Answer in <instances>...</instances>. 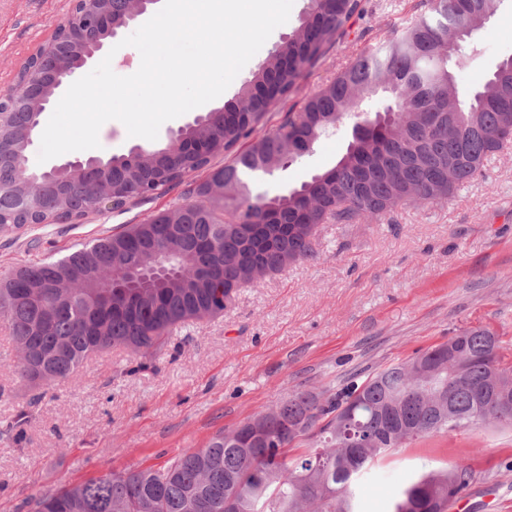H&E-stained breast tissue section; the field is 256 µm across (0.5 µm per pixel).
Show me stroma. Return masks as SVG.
<instances>
[{
	"mask_svg": "<svg viewBox=\"0 0 512 512\" xmlns=\"http://www.w3.org/2000/svg\"><path fill=\"white\" fill-rule=\"evenodd\" d=\"M309 0H294L287 24L210 108L223 106L299 27ZM363 13L296 93L275 103L263 124L275 129L316 88L360 53L399 36L419 0H362ZM69 0H0V94L14 87L27 59L48 42ZM451 63L456 85L480 86L512 56V0L463 43ZM353 122L321 137L291 166L257 183L275 192L330 169ZM182 188L123 211L33 228L0 227V273L55 260L71 247L138 224L183 203ZM487 329L512 348V149L485 174L441 203H411L381 219L320 225L313 257L260 285L238 288L224 312L171 330L149 369L133 372L121 348L90 356L52 387L27 386L19 355L0 323V427L28 407L22 439L0 434V512H29L39 494L112 472L160 466L186 448L287 400L295 391L336 389L353 375ZM467 463L474 479L460 512H512V428L482 424L395 449L372 467L359 491L370 512L410 477Z\"/></svg>",
	"mask_w": 512,
	"mask_h": 512,
	"instance_id": "35a3bbf8",
	"label": "stroma"
}]
</instances>
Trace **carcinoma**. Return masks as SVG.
<instances>
[{
	"label": "carcinoma",
	"instance_id": "carcinoma-1",
	"mask_svg": "<svg viewBox=\"0 0 512 512\" xmlns=\"http://www.w3.org/2000/svg\"><path fill=\"white\" fill-rule=\"evenodd\" d=\"M501 0H425L399 37L369 49L312 92L298 112L286 114L274 131L254 135L273 102L256 90L273 87L281 100L316 67L361 14V0H310L298 30L282 53L272 55L224 106L204 123L183 130L206 141V155L171 145L142 149L134 157L113 156L90 179L63 171L37 193L38 206H17L18 170L29 166V135L40 116L16 89L0 95V112L15 123L3 132L11 153L0 160V225L16 228L78 221L90 213L121 210L127 203L162 195L186 179L188 201L161 210L140 224L103 235L57 260L14 267L0 275V321L16 342L17 375L28 384L69 378L91 354L122 347L147 367L170 330L224 312L231 297L224 286L260 284L266 276L314 255L317 228L332 221L356 224L398 206L422 200L447 201L482 176L488 160L512 145V57L502 60L473 90L458 89L448 63L493 16ZM112 23L126 16L123 0H102ZM78 5L54 30L56 52L28 61L51 100L59 92L63 66L111 38L88 22ZM391 101L371 116L365 133L352 138L345 154L323 173L274 195L252 194L250 183L280 163L308 153L344 119L370 116L366 102L378 92ZM231 156L208 170L211 160ZM206 172L197 178V173ZM224 193L212 192V184ZM112 277L107 296L86 288L63 295L66 280L91 283ZM459 358L468 361L466 380L451 386L456 418L422 396L421 362L448 380V343L391 363L359 381L317 396L295 392L286 402L214 436L204 448H187L160 467L112 473L46 492L31 512H224L236 495L239 512H365L359 481L390 450L439 434L493 423L512 427V403L503 406L485 392L497 379L512 380L501 338L490 330H463ZM306 448H301V445ZM463 465L411 477L384 512H444L442 503L470 484Z\"/></svg>",
	"mask_w": 512,
	"mask_h": 512
}]
</instances>
